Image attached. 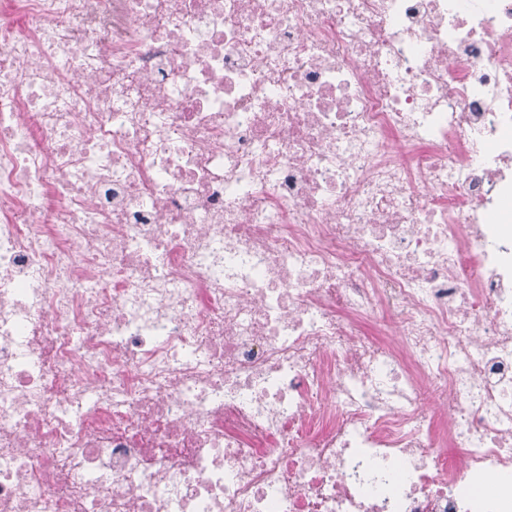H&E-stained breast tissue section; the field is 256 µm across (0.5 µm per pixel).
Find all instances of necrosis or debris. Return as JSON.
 Instances as JSON below:
<instances>
[{
  "label": "necrosis or debris",
  "mask_w": 512,
  "mask_h": 512,
  "mask_svg": "<svg viewBox=\"0 0 512 512\" xmlns=\"http://www.w3.org/2000/svg\"><path fill=\"white\" fill-rule=\"evenodd\" d=\"M0 512H512V0H0Z\"/></svg>",
  "instance_id": "obj_1"
}]
</instances>
